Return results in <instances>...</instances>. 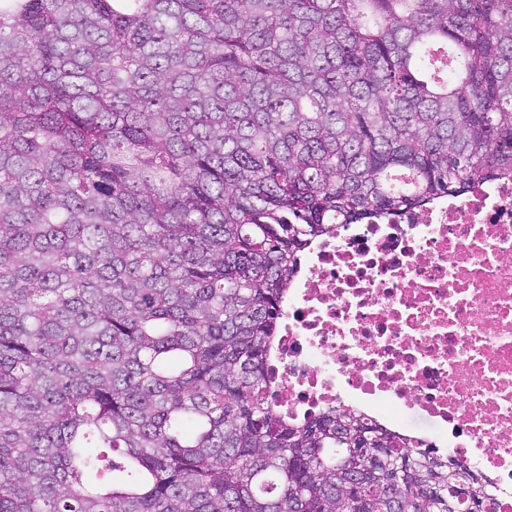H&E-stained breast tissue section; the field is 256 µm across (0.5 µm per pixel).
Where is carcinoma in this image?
Wrapping results in <instances>:
<instances>
[{"mask_svg":"<svg viewBox=\"0 0 512 512\" xmlns=\"http://www.w3.org/2000/svg\"><path fill=\"white\" fill-rule=\"evenodd\" d=\"M512 172V0H0V512H487L267 354L308 242Z\"/></svg>","mask_w":512,"mask_h":512,"instance_id":"cac0c4a2","label":"carcinoma"}]
</instances>
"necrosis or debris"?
I'll return each instance as SVG.
<instances>
[{
	"mask_svg": "<svg viewBox=\"0 0 512 512\" xmlns=\"http://www.w3.org/2000/svg\"><path fill=\"white\" fill-rule=\"evenodd\" d=\"M268 369L289 420L353 410L512 512V173L310 240ZM413 412L433 430H409Z\"/></svg>",
	"mask_w": 512,
	"mask_h": 512,
	"instance_id": "necrosis-or-debris-1",
	"label": "necrosis or debris"
}]
</instances>
